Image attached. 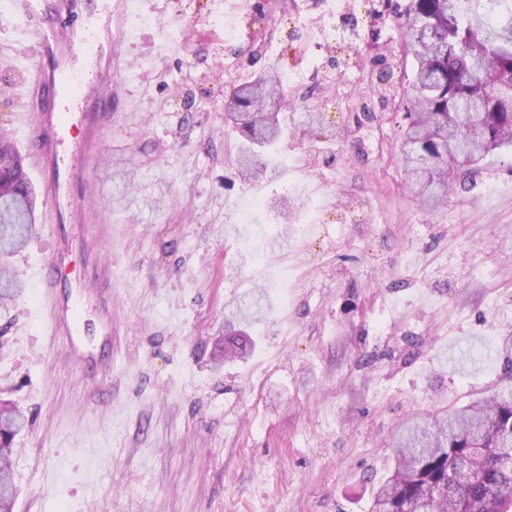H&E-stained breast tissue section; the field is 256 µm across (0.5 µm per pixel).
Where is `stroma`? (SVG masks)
Wrapping results in <instances>:
<instances>
[{"instance_id":"stroma-1","label":"stroma","mask_w":512,"mask_h":512,"mask_svg":"<svg viewBox=\"0 0 512 512\" xmlns=\"http://www.w3.org/2000/svg\"><path fill=\"white\" fill-rule=\"evenodd\" d=\"M143 2L154 24L119 49L126 85L88 168L112 263L111 390L90 398L48 336L34 272L50 225L9 259L26 288L0 319V396L28 420L14 512H369L401 422L512 384V159L488 158L438 211L411 198L394 113L355 121L370 77L412 67L395 15L385 50L351 54L341 26L296 39L275 12L250 64L206 22L211 0ZM180 4L199 19L183 38L165 25ZM28 22L0 20V132L22 153L12 59ZM339 52L342 92L309 68ZM272 67L340 134L290 129L247 181L225 108ZM258 296L247 357L215 363L225 315Z\"/></svg>"}]
</instances>
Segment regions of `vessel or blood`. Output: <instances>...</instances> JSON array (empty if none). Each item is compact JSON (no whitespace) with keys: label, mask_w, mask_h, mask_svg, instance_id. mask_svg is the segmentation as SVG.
I'll use <instances>...</instances> for the list:
<instances>
[{"label":"vessel or blood","mask_w":512,"mask_h":512,"mask_svg":"<svg viewBox=\"0 0 512 512\" xmlns=\"http://www.w3.org/2000/svg\"><path fill=\"white\" fill-rule=\"evenodd\" d=\"M139 0H19L33 22L20 36L16 66L23 75L19 124L33 146L28 159L44 216L58 248L36 271L46 325L68 357L82 363L89 352L76 320L68 270L80 260V276L93 288L104 313L112 311V266L102 260L105 234L90 202L95 185L88 163L97 158L112 127V100L122 84L113 41L125 36Z\"/></svg>","instance_id":"vessel-or-blood-1"}]
</instances>
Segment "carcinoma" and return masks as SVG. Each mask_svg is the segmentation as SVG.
<instances>
[{
  "label": "carcinoma",
  "mask_w": 512,
  "mask_h": 512,
  "mask_svg": "<svg viewBox=\"0 0 512 512\" xmlns=\"http://www.w3.org/2000/svg\"><path fill=\"white\" fill-rule=\"evenodd\" d=\"M373 12L395 9L412 77L394 79L387 67L384 104L402 113L401 163L414 199L428 210L446 204L460 174L486 157L512 150V0H370ZM287 90L274 73L237 86L227 118L243 141L242 176L264 168L255 157L283 137L279 117ZM36 224V201L24 159L0 134V256L25 245ZM24 293L0 262V313ZM224 321L227 345L238 343L240 323ZM25 416L0 399V512H13L11 477L15 439ZM395 465L376 488L372 512H512V391L405 422L395 437Z\"/></svg>",
  "instance_id": "cac0c4a2"
}]
</instances>
